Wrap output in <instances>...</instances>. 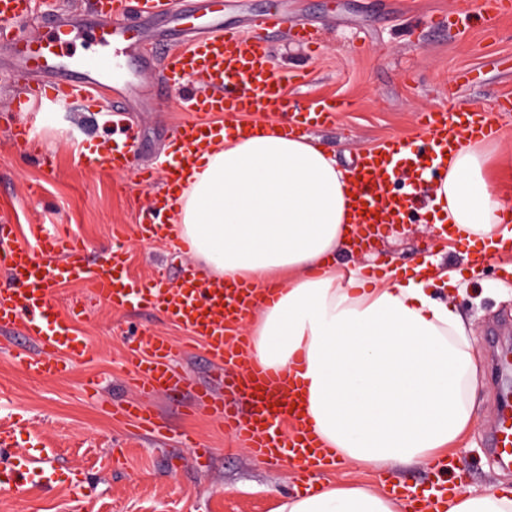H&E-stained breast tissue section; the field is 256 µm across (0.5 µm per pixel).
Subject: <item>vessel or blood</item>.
<instances>
[{
    "label": "vessel or blood",
    "instance_id": "1",
    "mask_svg": "<svg viewBox=\"0 0 512 512\" xmlns=\"http://www.w3.org/2000/svg\"><path fill=\"white\" fill-rule=\"evenodd\" d=\"M210 23L206 31L195 34L189 48L172 46L166 64V82L182 85L195 79L215 86L211 95L186 93L181 107L189 117L176 130L180 157L165 163L169 186H177L182 165L212 142L216 113H284L289 132L304 135L312 126L331 124L337 113L346 111L348 102L326 98L311 103L306 110L294 109L285 93L294 74L278 75L269 67L265 35L290 28L293 38L302 45L315 43L316 33L303 23H289L279 12L258 15L255 34L225 32L223 0H202ZM179 0H100L93 20L84 25L54 24L39 40L21 35L17 25L24 22L34 8V0H0V21L10 22L9 41L18 70L38 74L16 100L17 111H26L30 102L50 97L63 104L75 94L105 82L113 92L112 130L118 138L112 145L87 156L88 167L103 172L124 173L132 170V143L125 125L124 102L132 81L111 78L109 71L96 68L87 59L70 52L69 46L79 31L105 51H122L141 44L135 64L137 74H144L154 60L150 43L142 42L135 26L126 21L129 12L152 19H164L177 13ZM426 140V150L411 149L409 143L394 138L360 153L351 173L360 187L353 200L356 224L373 230L376 223L399 224L406 211L416 208V195L393 196L390 179L396 156L407 154L414 175H422L428 157L445 158L464 141L477 136L491 137L496 125L479 110L464 111L442 104L424 112L419 121ZM16 152L39 157V135L28 123L11 132ZM136 170V169H133ZM139 183L153 179L152 168L136 170ZM172 226L169 219L150 214L138 226L140 240H162ZM125 240L114 242L106 259L97 269L84 262V248L79 241L67 240L46 231L29 241L17 235L12 225H0V271L7 281L0 285V330L15 331L33 340L38 352L15 354L14 360L31 378L54 379L64 376L72 356L87 352L84 337L79 336L72 319L57 313L54 288L67 281L91 280L96 295L113 310L134 305L157 310L174 325L182 327L196 343L204 345L216 366L215 375L227 400L216 399L210 392L197 388L193 380L176 374L173 347L166 338L144 332L129 349V380L140 393L137 401L116 404L113 415L138 423L151 434H162L145 403L146 397L178 386L192 391L196 402L219 420L225 430L240 439L251 454L264 461L290 457L297 464L306 490H313L316 476L329 466L331 456L323 452L309 428L301 406L302 394L288 375L263 367L251 353V342L241 328L244 318L257 304L255 290L244 285L227 286L219 282L186 278L178 284L155 288L131 278L126 270ZM293 420L292 433H284L281 421ZM495 442L500 457L512 456V412L503 411L496 428ZM52 479L42 464L40 450L31 448L14 455L11 465L0 470V494L15 492L49 483Z\"/></svg>",
    "mask_w": 512,
    "mask_h": 512
}]
</instances>
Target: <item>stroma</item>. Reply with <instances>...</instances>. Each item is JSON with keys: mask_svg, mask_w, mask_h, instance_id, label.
<instances>
[{"mask_svg": "<svg viewBox=\"0 0 512 512\" xmlns=\"http://www.w3.org/2000/svg\"><path fill=\"white\" fill-rule=\"evenodd\" d=\"M95 3L36 0V14L24 31L43 35L46 18L54 15L91 18ZM272 8L321 32V43L313 48L298 45L286 29L267 40L273 72L302 76L288 87L299 106L323 98L349 102L335 125L310 131L334 151L339 165H350L390 137L418 139L420 113L449 101L489 115L501 129L490 167L496 174L512 167V112L495 108L500 96L512 95V14L502 13L488 26L468 12L464 0H224V28L247 31L251 18ZM20 86L17 80L0 81V222L15 225L28 240L44 228L77 237L88 263H95L110 248L115 225H135L141 213L156 208L166 179L160 174L145 186L135 172L105 173L82 163L83 148L112 137L111 96L96 107L78 99L61 109L44 102L16 112L12 103ZM181 95L180 87L146 82L140 96L127 102L139 125V165L172 152L174 127L186 117ZM25 122L38 128L45 160L13 156L11 130ZM127 248L128 273L142 283L159 273L176 283L198 271L186 250L167 241L132 239ZM424 255L465 277L463 287L448 286L438 297L472 323L479 363L476 422L450 450L456 471L448 484L472 487L477 494L502 481L512 484V465L497 464L489 445L504 390L496 361L512 344V276L501 270L512 265V255L493 253L479 271H471L467 245L439 239L427 213L415 210L406 213L403 226L382 231L374 252H341L336 263L366 268L382 263L409 274ZM55 292L60 315L78 313L77 331L91 353L73 359L64 378L34 381L13 360L15 350H34V343L0 332V425L26 418L28 431L18 436L17 446L40 442L55 471L49 486L0 497V512H81L69 489L77 475L94 488V512H276L296 493L292 462L254 458L216 419L194 410L191 393L182 389L148 402L166 428L163 437L113 421V401L132 395L124 384L125 354L141 329L184 344L175 369L212 392L218 389L213 366L202 346L155 310L136 306L113 312L81 281L59 285ZM94 376L101 389L92 399L85 383ZM186 435L209 448L207 465H197L192 449L182 445Z\"/></svg>", "mask_w": 512, "mask_h": 512, "instance_id": "35a3bbf8", "label": "stroma"}]
</instances>
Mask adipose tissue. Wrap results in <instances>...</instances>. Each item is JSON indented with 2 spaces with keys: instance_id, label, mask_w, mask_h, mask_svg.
I'll list each match as a JSON object with an SVG mask.
<instances>
[{
  "instance_id": "adipose-tissue-1",
  "label": "adipose tissue",
  "mask_w": 512,
  "mask_h": 512,
  "mask_svg": "<svg viewBox=\"0 0 512 512\" xmlns=\"http://www.w3.org/2000/svg\"><path fill=\"white\" fill-rule=\"evenodd\" d=\"M489 156L484 141L463 143L430 202L436 224L484 254L512 239L500 218L512 198ZM348 175L316 140L278 125L223 133L184 172L174 237L209 279L276 285L243 322L254 358L301 386L309 422L337 461L384 471L431 459L473 425L478 364L462 315L434 296L441 277L378 282L336 267V253L353 250ZM409 508L402 497L328 486L278 512ZM447 512H512V487H457Z\"/></svg>"
}]
</instances>
